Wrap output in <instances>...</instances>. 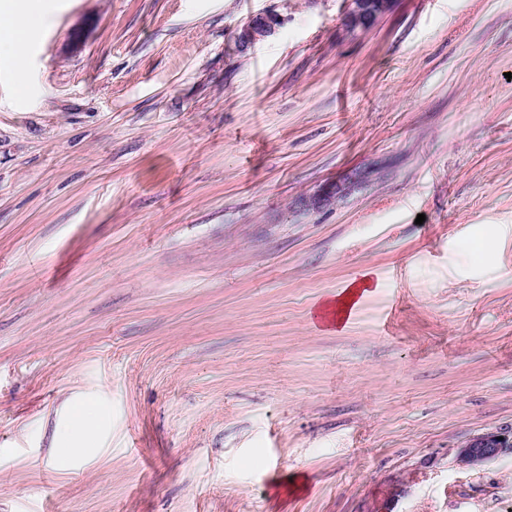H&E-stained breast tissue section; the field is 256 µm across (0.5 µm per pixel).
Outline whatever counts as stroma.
I'll return each mask as SVG.
<instances>
[{
    "mask_svg": "<svg viewBox=\"0 0 512 512\" xmlns=\"http://www.w3.org/2000/svg\"><path fill=\"white\" fill-rule=\"evenodd\" d=\"M347 10L57 0L0 52V512H512V452L455 462L512 429V0ZM347 21L352 27H368L385 13L391 0H349ZM281 22L280 15L270 12L251 18L237 37V47L244 48L253 44L265 37L275 25ZM102 410L94 400H85L72 406L66 434L84 445L93 444L99 434ZM503 437V440H498ZM506 450L512 451V432L488 431L469 438L457 449L458 465L473 468L498 458Z\"/></svg>",
    "mask_w": 512,
    "mask_h": 512,
    "instance_id": "1",
    "label": "stroma"
}]
</instances>
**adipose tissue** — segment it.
Masks as SVG:
<instances>
[{"label":"adipose tissue","instance_id":"adipose-tissue-1","mask_svg":"<svg viewBox=\"0 0 512 512\" xmlns=\"http://www.w3.org/2000/svg\"><path fill=\"white\" fill-rule=\"evenodd\" d=\"M53 8V0H0V49L12 54L18 73L26 71L29 35ZM102 410L94 400L72 406L66 433L79 443L93 444L99 434Z\"/></svg>","mask_w":512,"mask_h":512}]
</instances>
